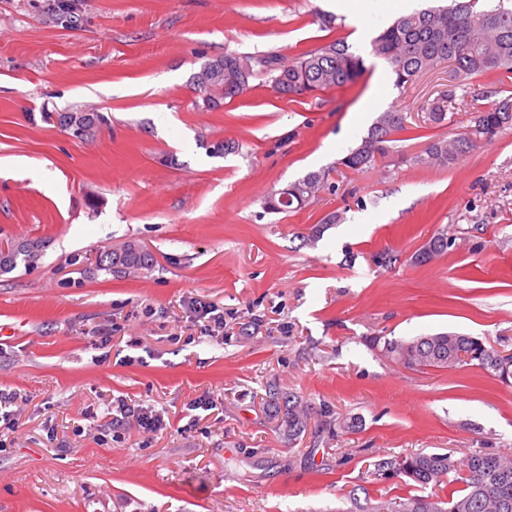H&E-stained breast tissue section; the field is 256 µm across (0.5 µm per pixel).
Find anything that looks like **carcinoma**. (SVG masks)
<instances>
[{"label": "carcinoma", "mask_w": 512, "mask_h": 512, "mask_svg": "<svg viewBox=\"0 0 512 512\" xmlns=\"http://www.w3.org/2000/svg\"><path fill=\"white\" fill-rule=\"evenodd\" d=\"M49 10L56 19L72 27L79 17V0H52ZM372 54L384 60L395 76L394 85L405 88L419 74L448 62L454 71L469 78L512 73V8L497 0L480 4L478 0H454L450 6H429L397 18L371 43ZM219 61L224 66L223 80L207 90L197 89L202 107L214 110L225 101L244 95L250 89L257 61L251 56L226 53ZM262 70L270 74L274 91L281 96L315 95L355 83L364 72L363 58L349 46L336 40L304 53L286 64L277 55L262 61ZM471 91L451 86L448 93L431 103L427 120L442 126L452 122L456 111L470 113L466 131L447 139L427 140L416 163L448 168L464 160L481 140H491L512 128V95L489 106L477 107L468 101ZM401 112H383L371 125L367 136L336 162L354 172L375 165L391 152L394 135L414 130ZM330 170L313 171L270 192L263 203L269 213L301 209L329 185ZM7 256L0 259V273L18 266L28 267L36 258L9 241ZM452 241L444 233H435L411 258L426 264L444 255ZM156 259L140 242L130 240L104 250L96 257L93 271L116 275L146 274ZM372 348L387 359L410 369L437 368L455 370L467 366L492 373L507 382L512 379V355L507 350L488 346L483 340L457 332L414 336L408 339L376 337ZM268 405L281 415L280 427L288 439L298 438L307 427L308 405L290 392L268 389ZM378 476L403 475L421 485L447 483L448 499L416 496L407 501L382 503L374 512H512V455L475 452L460 465L446 454H414L382 458L375 463Z\"/></svg>", "instance_id": "obj_1"}]
</instances>
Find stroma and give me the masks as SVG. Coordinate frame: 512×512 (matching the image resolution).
Masks as SVG:
<instances>
[{"instance_id": "obj_1", "label": "stroma", "mask_w": 512, "mask_h": 512, "mask_svg": "<svg viewBox=\"0 0 512 512\" xmlns=\"http://www.w3.org/2000/svg\"><path fill=\"white\" fill-rule=\"evenodd\" d=\"M43 2L0 0V239L48 243L0 275V390L20 409L0 512H370L422 492L374 475L379 459L512 452V384L415 371L365 343L453 330L512 349V132L449 168L414 164L427 138L466 127L459 113L302 210L263 208L358 144L368 97L419 123L454 84L443 63L397 89L369 53L419 0L377 18L336 0H80L75 28ZM337 39L364 57L354 84L288 98L259 74L218 109L195 104L207 61L289 62ZM79 110L105 117L91 138L43 120ZM219 142L236 152L210 156ZM334 211L341 223L317 232ZM442 229L447 254L412 264ZM130 239L155 256L150 273L89 274ZM386 249L398 261L376 266ZM193 298L223 327L196 322ZM272 382L311 409L296 440L264 405ZM120 396L163 429L111 428ZM339 416L354 428L335 436Z\"/></svg>"}]
</instances>
